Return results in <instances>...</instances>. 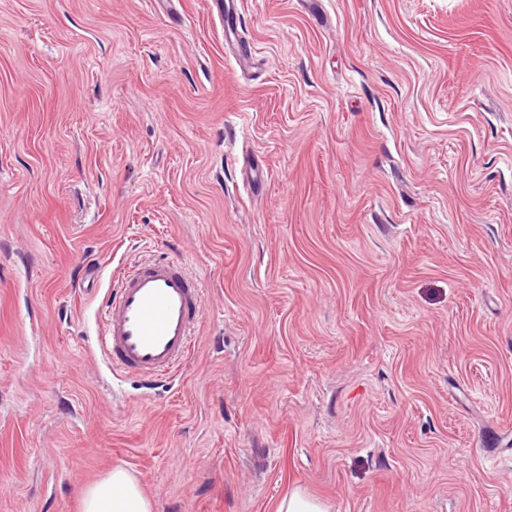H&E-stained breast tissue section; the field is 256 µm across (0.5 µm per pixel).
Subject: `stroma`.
Here are the masks:
<instances>
[{
	"instance_id": "stroma-1",
	"label": "stroma",
	"mask_w": 512,
	"mask_h": 512,
	"mask_svg": "<svg viewBox=\"0 0 512 512\" xmlns=\"http://www.w3.org/2000/svg\"><path fill=\"white\" fill-rule=\"evenodd\" d=\"M239 2L246 71L208 0H0V512H512V0ZM156 256L198 337L116 401L83 270ZM82 512H153L152 499L121 468L82 492ZM328 506L322 500L313 497L299 488L289 491L281 499L276 512H328Z\"/></svg>"
}]
</instances>
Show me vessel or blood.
Returning a JSON list of instances; mask_svg holds the SVG:
<instances>
[{"mask_svg":"<svg viewBox=\"0 0 512 512\" xmlns=\"http://www.w3.org/2000/svg\"><path fill=\"white\" fill-rule=\"evenodd\" d=\"M211 4L224 21L235 63L249 64L253 47L239 33L238 0ZM202 308V290L186 265L166 258L121 265L98 307V348L113 370L138 383L167 381L188 363Z\"/></svg>","mask_w":512,"mask_h":512,"instance_id":"obj_1","label":"vessel or blood"}]
</instances>
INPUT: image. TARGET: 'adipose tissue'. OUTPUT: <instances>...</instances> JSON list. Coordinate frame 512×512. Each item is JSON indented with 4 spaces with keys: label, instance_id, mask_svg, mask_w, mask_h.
Segmentation results:
<instances>
[{
    "label": "adipose tissue",
    "instance_id": "obj_1",
    "mask_svg": "<svg viewBox=\"0 0 512 512\" xmlns=\"http://www.w3.org/2000/svg\"><path fill=\"white\" fill-rule=\"evenodd\" d=\"M82 512H153V502L123 469H113L82 493Z\"/></svg>",
    "mask_w": 512,
    "mask_h": 512
}]
</instances>
